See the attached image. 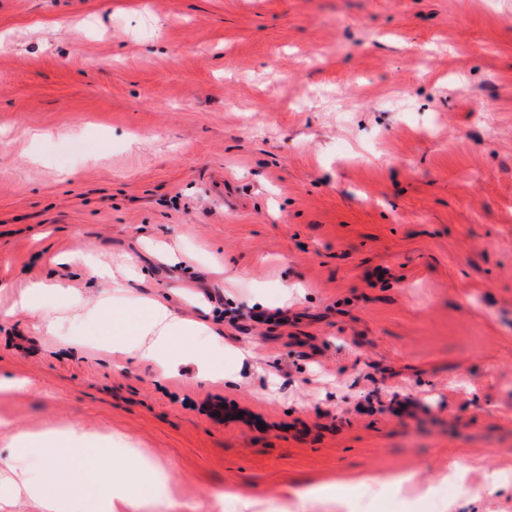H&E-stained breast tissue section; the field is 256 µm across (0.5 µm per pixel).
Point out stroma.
I'll use <instances>...</instances> for the list:
<instances>
[{"label": "stroma", "mask_w": 512, "mask_h": 512, "mask_svg": "<svg viewBox=\"0 0 512 512\" xmlns=\"http://www.w3.org/2000/svg\"><path fill=\"white\" fill-rule=\"evenodd\" d=\"M106 262L117 280L83 260ZM161 296L162 375L21 287ZM0 458L109 434L145 512H512V0H0ZM466 466L464 484L445 475ZM401 472L361 502L293 489ZM30 288L31 289L20 295L19 300L15 303V307L20 308L21 310L40 313L41 324L48 332H56L60 326V321L51 316V314L45 309L43 302L45 297L49 295H65L68 305L71 308L81 309L86 306L81 299L77 297H68L65 293V289L57 285H36Z\"/></svg>", "instance_id": "35a3bbf8"}]
</instances>
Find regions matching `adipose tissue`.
I'll use <instances>...</instances> for the list:
<instances>
[{"label":"adipose tissue","instance_id":"adipose-tissue-1","mask_svg":"<svg viewBox=\"0 0 512 512\" xmlns=\"http://www.w3.org/2000/svg\"><path fill=\"white\" fill-rule=\"evenodd\" d=\"M87 310L92 317L108 316L117 349L153 361L166 373L191 362L198 377H214L212 366L192 341L197 337L217 340L218 332L180 319L161 298H146L118 312L108 301ZM87 438L86 432L76 429L17 436L9 457L0 459V493L25 492L37 501L40 512H134L140 502L169 499L168 475L151 464H142L136 483L126 480L124 473L136 457L135 449H121L109 458L104 449L86 447ZM64 453L72 458L68 472L57 464Z\"/></svg>","mask_w":512,"mask_h":512}]
</instances>
